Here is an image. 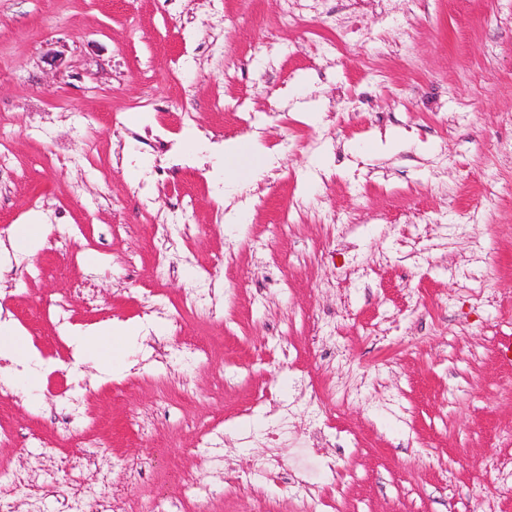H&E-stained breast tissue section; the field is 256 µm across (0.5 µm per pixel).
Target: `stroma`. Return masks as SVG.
I'll list each match as a JSON object with an SVG mask.
<instances>
[{
    "label": "stroma",
    "instance_id": "35a3bbf8",
    "mask_svg": "<svg viewBox=\"0 0 512 512\" xmlns=\"http://www.w3.org/2000/svg\"><path fill=\"white\" fill-rule=\"evenodd\" d=\"M322 8L285 29L280 0H0V242L32 214L51 227L36 253H0V315L45 362L36 396L0 382L11 512H146L180 474L213 486L209 512H301L259 475L224 478L261 458L248 438L285 400L275 453L291 470L329 384L352 394L326 402L331 424L360 445L324 440L309 476L342 487L344 512H512V488L483 468L512 460V362L497 355L512 335V154L490 152L512 132V0ZM350 28L371 40L329 51ZM160 125L192 167L150 148ZM254 133L271 170L226 184L216 145ZM154 167L146 207L133 188ZM488 173L498 200L476 220ZM312 199L336 223L305 207L281 230L289 203ZM239 203L243 223H225ZM173 216L182 238L161 273L151 227ZM472 276L494 303L467 296ZM108 321L143 327L121 369L73 366L70 330ZM185 340L202 357L177 359ZM138 414L147 432L130 429ZM216 423L218 447L187 455ZM120 459L145 478L118 497Z\"/></svg>",
    "mask_w": 512,
    "mask_h": 512
}]
</instances>
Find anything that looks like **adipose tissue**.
<instances>
[{
    "label": "adipose tissue",
    "instance_id": "1",
    "mask_svg": "<svg viewBox=\"0 0 512 512\" xmlns=\"http://www.w3.org/2000/svg\"><path fill=\"white\" fill-rule=\"evenodd\" d=\"M224 180L236 184L256 178L265 168V158L257 137L249 135L224 144ZM140 334L138 326L102 323L80 331L72 337L77 358H93L104 372L120 367ZM11 361V368L0 374V381L33 394L39 389L28 370L38 359L28 336L12 320L0 321V358Z\"/></svg>",
    "mask_w": 512,
    "mask_h": 512
}]
</instances>
